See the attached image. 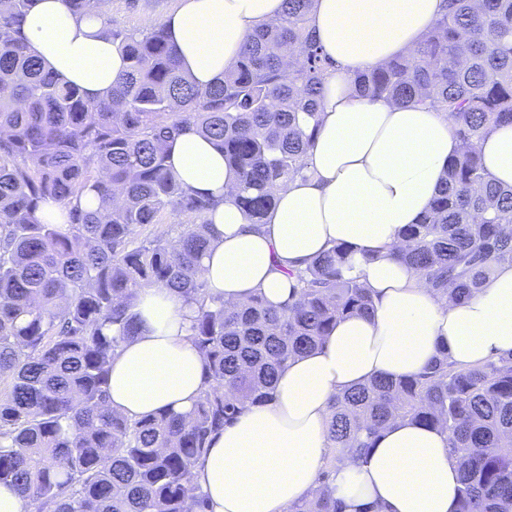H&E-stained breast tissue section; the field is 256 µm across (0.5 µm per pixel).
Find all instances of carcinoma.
<instances>
[{
	"mask_svg": "<svg viewBox=\"0 0 512 512\" xmlns=\"http://www.w3.org/2000/svg\"><path fill=\"white\" fill-rule=\"evenodd\" d=\"M254 30L231 70L202 89L181 69L162 26L112 28L125 70L95 100L28 51L35 0H0V485L38 512H207L193 467L212 434L263 403L280 371L315 349L372 297L335 244L292 273L294 294L227 306L208 299L206 219L217 202L183 188L169 141L192 126L239 180L249 221L262 222L280 183L304 174L319 102L334 67L310 30L313 0H285ZM408 54L354 75L362 98L443 112L463 150L397 258L436 293L470 298L512 264V186L485 169L478 143L512 125V0H446ZM91 195L97 207H84ZM64 223L41 221V202ZM169 223L167 230L152 227ZM162 288L197 306L193 343L207 388L186 413L131 420L107 403L112 355L136 335L132 301ZM408 419L448 434L461 471L457 512H512V355L461 367L442 350L419 374L376 378L333 399L334 468ZM329 474L308 512H341Z\"/></svg>",
	"mask_w": 512,
	"mask_h": 512,
	"instance_id": "1",
	"label": "carcinoma"
}]
</instances>
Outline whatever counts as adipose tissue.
Returning a JSON list of instances; mask_svg holds the SVG:
<instances>
[{"label": "adipose tissue", "mask_w": 512, "mask_h": 512, "mask_svg": "<svg viewBox=\"0 0 512 512\" xmlns=\"http://www.w3.org/2000/svg\"><path fill=\"white\" fill-rule=\"evenodd\" d=\"M284 7V0H180L166 25L183 69L206 87L234 64L248 34L279 21ZM105 10L100 4L76 17L62 0H37L25 23L31 52L97 97L110 93L124 67L118 45L100 33ZM444 10V0H314L311 27L336 67L307 176L281 185L262 223L246 218L234 172L195 128L169 143L174 177L217 202L209 215L215 242L203 262L210 298L229 305L258 293L280 305L292 294V271L337 243L351 248V273L374 298L371 316L339 320L315 350L288 362L268 402L246 405L212 435L193 469L209 512H298L325 471L343 512L457 510L458 463L440 430L396 421L367 455L333 469L327 431L332 398L371 378L417 374L443 348L464 367L512 352V264L498 265L474 298L456 303L390 252L462 150L447 116L363 99L350 85L356 73L412 51ZM479 149L492 176L512 186V126L494 128ZM134 311L139 331L112 358L110 407L132 420L188 411L205 387L192 307L149 288Z\"/></svg>", "instance_id": "obj_1"}]
</instances>
